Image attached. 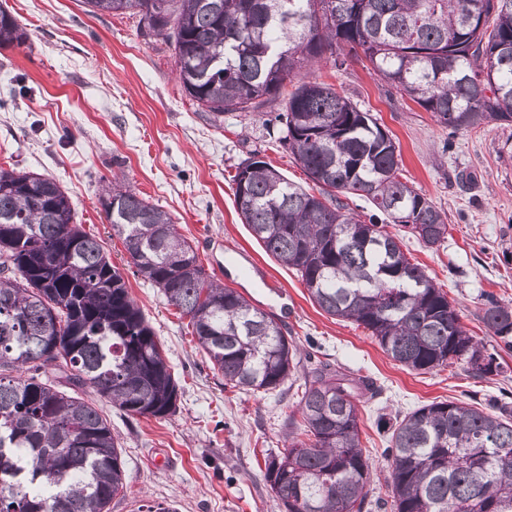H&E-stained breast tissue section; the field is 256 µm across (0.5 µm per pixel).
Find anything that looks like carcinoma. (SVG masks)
Returning <instances> with one entry per match:
<instances>
[{
  "instance_id": "cac0c4a2",
  "label": "carcinoma",
  "mask_w": 512,
  "mask_h": 512,
  "mask_svg": "<svg viewBox=\"0 0 512 512\" xmlns=\"http://www.w3.org/2000/svg\"><path fill=\"white\" fill-rule=\"evenodd\" d=\"M88 12L135 10L174 47L177 79L214 123L265 112L314 188L255 154L233 177L242 223L293 268L326 314L370 332L393 361L429 372L464 363L499 374L512 352V307L487 300L496 351L459 314L400 240L448 234L434 203L401 180V153L370 113L318 79L362 55L384 82L454 130L512 122V0H84ZM28 34L0 10V47ZM294 90L281 97L286 81ZM281 107L272 110L270 106ZM353 196L378 211L363 220ZM128 266L160 289L224 385L273 392L299 349L275 319L207 276L172 216L134 190L100 198ZM89 388L129 414L166 419L178 385L125 279L74 222L52 178L0 169V512H110L126 494L122 449ZM373 381L342 368L299 385L301 421L265 464L285 512H363L371 464L358 407ZM394 512H512V411L432 402L391 426Z\"/></svg>"
}]
</instances>
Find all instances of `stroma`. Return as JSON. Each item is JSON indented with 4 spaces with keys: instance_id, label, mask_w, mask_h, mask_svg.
I'll use <instances>...</instances> for the list:
<instances>
[{
    "instance_id": "1",
    "label": "stroma",
    "mask_w": 512,
    "mask_h": 512,
    "mask_svg": "<svg viewBox=\"0 0 512 512\" xmlns=\"http://www.w3.org/2000/svg\"><path fill=\"white\" fill-rule=\"evenodd\" d=\"M0 8L29 35L24 47L0 49V168L60 184L77 223L122 271L180 387L176 414L162 420L97 400L122 447L127 484L111 512L159 503L172 512H282L263 472L267 455L283 452L297 413L288 390L225 386L177 308L128 268L99 202L115 179L171 214L208 273L274 315L300 349L296 382L325 362L372 378L377 393L359 406L372 462L365 512H392L379 504L390 445L379 418L392 422L440 401L512 406V355L490 378L462 364L408 370L368 330L324 313L296 272L266 253L236 210V166L258 153L305 188L306 174L262 114L207 120L180 87L171 45L147 33L138 13L91 14L83 0H0ZM317 73L377 118L400 150L403 180L442 212L448 234L436 246L399 226L388 230L447 293L470 334L493 345L479 315L487 299L512 303V123L451 131L356 59Z\"/></svg>"
}]
</instances>
